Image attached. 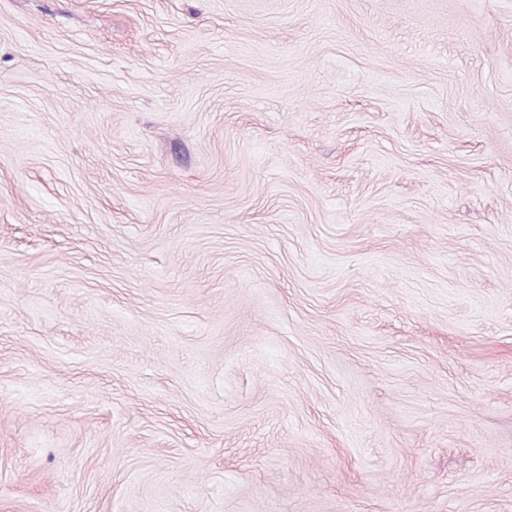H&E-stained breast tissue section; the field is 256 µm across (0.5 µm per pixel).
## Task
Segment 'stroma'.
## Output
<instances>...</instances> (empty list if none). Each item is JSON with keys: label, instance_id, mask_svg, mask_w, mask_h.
Here are the masks:
<instances>
[{"label": "stroma", "instance_id": "35a3bbf8", "mask_svg": "<svg viewBox=\"0 0 512 512\" xmlns=\"http://www.w3.org/2000/svg\"><path fill=\"white\" fill-rule=\"evenodd\" d=\"M0 512H512V0H0Z\"/></svg>", "mask_w": 512, "mask_h": 512}]
</instances>
